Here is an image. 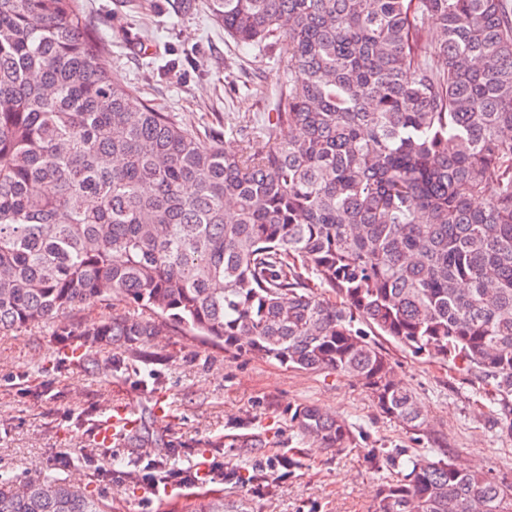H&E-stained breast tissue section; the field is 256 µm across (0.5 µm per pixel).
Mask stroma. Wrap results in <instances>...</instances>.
<instances>
[{
  "mask_svg": "<svg viewBox=\"0 0 512 512\" xmlns=\"http://www.w3.org/2000/svg\"><path fill=\"white\" fill-rule=\"evenodd\" d=\"M118 80L185 128L224 139V122L269 112L282 68L224 34L211 0H78ZM395 378L429 417L414 432L385 417L357 381L301 371L163 330L143 352L60 341L52 326L0 333V470L21 479L52 475L78 483L112 512H190L210 495L224 512H374L396 469L377 449L437 450L454 462L512 483V433L500 404L477 375L413 355L383 340ZM138 425L114 440L112 456L96 441L113 405ZM312 405L344 418L354 439L332 452L302 441L292 416ZM304 453L301 467L274 477L271 461ZM201 470L200 483L157 499L148 479L161 471Z\"/></svg>",
  "mask_w": 512,
  "mask_h": 512,
  "instance_id": "1",
  "label": "stroma"
}]
</instances>
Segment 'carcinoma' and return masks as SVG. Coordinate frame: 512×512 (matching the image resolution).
Segmentation results:
<instances>
[{"instance_id":"obj_1","label":"carcinoma","mask_w":512,"mask_h":512,"mask_svg":"<svg viewBox=\"0 0 512 512\" xmlns=\"http://www.w3.org/2000/svg\"><path fill=\"white\" fill-rule=\"evenodd\" d=\"M212 5L283 64L274 111L224 123L233 155L114 78L77 0H0V331L134 350L162 326L352 378L421 432L387 336L492 380L512 430V0ZM112 299L142 315L73 329ZM294 423L321 449L353 439L314 406ZM387 459L375 512H512V485ZM110 510L0 472V512Z\"/></svg>"}]
</instances>
